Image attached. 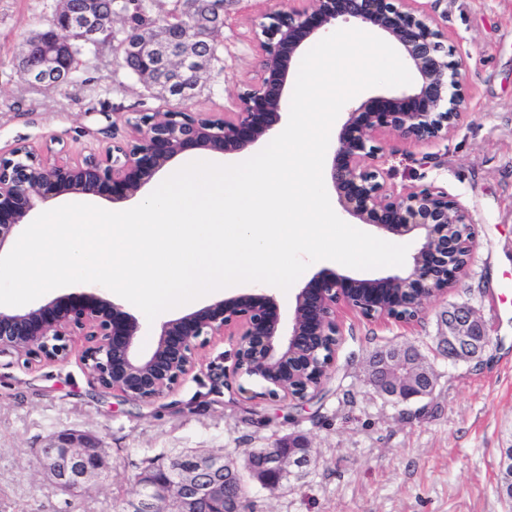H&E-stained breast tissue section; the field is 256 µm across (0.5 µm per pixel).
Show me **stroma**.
Wrapping results in <instances>:
<instances>
[{
    "label": "stroma",
    "instance_id": "35a3bbf8",
    "mask_svg": "<svg viewBox=\"0 0 512 512\" xmlns=\"http://www.w3.org/2000/svg\"><path fill=\"white\" fill-rule=\"evenodd\" d=\"M56 0H0V152L58 142L82 161L126 139L142 112L168 98L145 91L119 68L111 44L87 54L69 82L29 85L13 51L46 24ZM447 36L469 107L451 138L430 142L379 135L380 167L397 191L435 188L464 207L474 224L467 275L430 298L415 322L351 313L321 387L300 401L263 394L257 378L233 370L235 340H211L195 369L172 390L126 400L90 378L84 340L66 362L26 363L0 356V512H128L138 477L177 456H225L244 464L249 450L301 435L310 465L276 490L246 482L247 512H507L496 490L500 451L512 447V0H417ZM266 0H235L218 41L221 60L189 101L193 112H233L245 85L258 81L251 30ZM165 311L157 323L129 302L138 350L152 351L160 322L202 306ZM471 307L491 342L480 358L448 363L438 338L449 305ZM412 344L433 365L432 397L397 405L367 382L371 354ZM94 440L100 474L73 494L53 490L39 450L64 431Z\"/></svg>",
    "mask_w": 512,
    "mask_h": 512
}]
</instances>
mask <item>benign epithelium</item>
<instances>
[{"mask_svg": "<svg viewBox=\"0 0 512 512\" xmlns=\"http://www.w3.org/2000/svg\"><path fill=\"white\" fill-rule=\"evenodd\" d=\"M234 0H188L182 21L130 39L114 29L124 18L112 0H60L49 24L31 33L17 56L32 85L54 86L72 76L80 56L106 42L117 60L142 82L162 84L184 104L196 95L193 79L212 67L213 38L224 28ZM416 0H275L252 29L259 47L260 78L239 93L234 112H143L133 134L72 163L49 150L0 155V253L17 227L41 204L63 196L112 199L136 195L167 163L189 149L203 154L245 156L282 120L283 92L301 46L337 19L377 29L397 43L417 82L409 91L352 104L334 151L330 182L344 213L384 234L414 236L418 246L408 275L352 279L319 273L295 296L291 323L283 327L266 295L224 299L160 325L146 356L135 349L138 321L110 300L94 294L56 298L22 311L0 310V355L31 362L67 359L70 342L82 336V360L90 376L124 398L149 401L174 388L199 361L203 336L237 337L236 370L266 383V395L304 399L332 367L342 336V318L355 312L370 320L416 321L432 296L446 295L467 274L473 254L469 214L442 191L397 193L378 165V135L389 131L417 142L446 139L459 126L468 96L460 64L452 59L444 33L419 11ZM440 337L450 361L479 357L490 344L482 319L466 305L444 315ZM376 392L400 404L432 395L433 366L413 345L382 347L367 364ZM51 485L80 488L102 468L97 446L62 433L39 449ZM308 445L282 440L249 451L244 471L276 489L310 465ZM240 471L224 457L185 455L159 466L139 482L133 512H246Z\"/></svg>", "mask_w": 512, "mask_h": 512, "instance_id": "benign-epithelium-1", "label": "benign epithelium"}]
</instances>
